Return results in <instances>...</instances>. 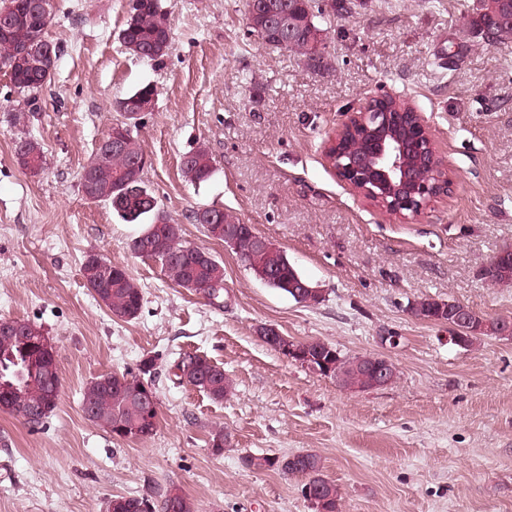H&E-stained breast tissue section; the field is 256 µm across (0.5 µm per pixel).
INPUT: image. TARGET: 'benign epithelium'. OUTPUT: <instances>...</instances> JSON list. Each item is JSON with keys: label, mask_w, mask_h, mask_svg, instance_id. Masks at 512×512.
<instances>
[{"label": "benign epithelium", "mask_w": 512, "mask_h": 512, "mask_svg": "<svg viewBox=\"0 0 512 512\" xmlns=\"http://www.w3.org/2000/svg\"><path fill=\"white\" fill-rule=\"evenodd\" d=\"M262 24L269 30L280 28V6L271 0H255V7L250 14L249 26ZM27 52L41 57L49 66H54L57 48L40 41L27 48ZM126 117L138 118L152 109L149 99H119L115 103ZM377 121L371 133L379 140L374 142L373 154L370 156L348 157V161L335 169L336 176L356 193L373 202L395 219H405L406 207L417 208L414 215H419L435 198L448 193L451 181L443 161L438 155L434 141L422 115L416 107L407 102L394 108L389 107L385 96L368 100L357 112L349 115L348 120L336 132L326 149L329 162L336 159L338 142L348 128L365 127L367 119ZM128 128L115 125L110 138L101 142L107 153H117L125 145ZM409 155L422 158L430 157L427 166L411 170L406 166ZM260 339L271 349L277 351L288 361L317 374H329L328 363L313 351V347L328 346L321 340L297 341L273 326L258 329ZM34 354L43 351L52 353L57 350L53 339L43 331L33 328L27 336ZM396 365L389 359L377 356L366 366L367 389H377L391 384Z\"/></svg>", "instance_id": "obj_1"}]
</instances>
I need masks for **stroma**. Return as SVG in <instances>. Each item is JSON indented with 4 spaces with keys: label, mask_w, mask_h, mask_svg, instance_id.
I'll use <instances>...</instances> for the list:
<instances>
[{
    "label": "stroma",
    "mask_w": 512,
    "mask_h": 512,
    "mask_svg": "<svg viewBox=\"0 0 512 512\" xmlns=\"http://www.w3.org/2000/svg\"><path fill=\"white\" fill-rule=\"evenodd\" d=\"M131 2L52 0L46 36L59 52L35 106L0 69V319L51 336L61 379L44 425L0 412V512H106L112 496L166 487L198 512H314L305 477L243 462L304 452L321 457L342 512H512V339L461 348L447 324L411 312L415 301L450 299L512 321V286L480 275L512 246V48L462 31L474 0H357L328 30L332 70L315 72L250 36L245 0H165L171 47L151 61L122 44ZM145 84L157 100L134 130L150 160L144 180L184 239L223 264L213 301L133 254L134 227L82 191L83 166L122 119L115 101ZM380 95L422 113L451 180L408 221L389 222L326 156L346 116ZM21 136L43 147L39 174L16 161ZM199 146L214 173L195 185L180 159ZM206 206L285 250L322 302L255 278L191 221ZM91 253L137 281L138 318L112 317L86 288ZM267 325L347 357L386 355L398 377L346 391L266 346L257 331ZM389 333L397 346L381 344ZM184 353L222 367L233 393L216 402L174 384L169 361ZM150 356L156 433L120 439L88 421L85 384L138 372Z\"/></svg>",
    "instance_id": "stroma-1"
}]
</instances>
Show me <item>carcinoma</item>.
<instances>
[{
    "mask_svg": "<svg viewBox=\"0 0 512 512\" xmlns=\"http://www.w3.org/2000/svg\"><path fill=\"white\" fill-rule=\"evenodd\" d=\"M502 0H476L472 13L464 17L462 29L485 35L495 46L512 47V23L500 21L499 3ZM282 29L293 30L287 50L311 70L332 69L331 56L323 50H311L308 34L328 31L331 15L316 0H285ZM6 10L14 18V25L7 35L0 37V68L6 69L13 85L22 92L33 93L48 82L53 70L32 65L24 55L26 46L45 38L52 11L33 14L29 0H3L0 12ZM168 13L161 0H136L131 7L121 40L132 55L141 57V51L151 48L157 57H164L171 45V29L164 27ZM363 146V132L347 134L339 145L340 152L350 155ZM144 155L134 134H128L124 151L107 156L96 150L83 172L90 175L97 199L111 204L112 210L128 224H143L145 231L130 243L131 251L143 256L150 252V259L159 262L166 278L175 286L191 290L205 298L218 297L224 286V266L205 247L185 241L180 225L176 224L161 207L158 198L147 187L144 173L132 172L129 161ZM191 163L181 165L185 177L193 183L209 180L213 174V158L209 151L199 146L187 153ZM24 169L44 167L45 155L39 144L17 158ZM221 224H208L200 216V210L192 212L193 223L202 227L205 235L213 240L224 241V225L240 226L232 250L252 272L272 271L266 284L294 297L291 288L307 279L291 264L285 251L266 252L256 248L254 228L242 224L231 214L219 213ZM100 256L89 254L82 264V277L86 288L109 313L121 320L131 321L138 317L143 305V292L129 271L109 260L99 263ZM485 280L491 285L512 284V250H501L487 270ZM460 303L448 300L421 299L412 310L425 318H442L452 322V311ZM472 331L467 345L491 332L486 322H494L475 311H469ZM359 357L338 356L331 360L337 383L344 389L359 388L365 384V373L355 367ZM169 373L180 383L193 386L215 401H222L232 393L233 382L224 369L201 355L183 354L169 365ZM7 375L14 388L1 391L0 404L6 413L16 415L36 427L54 413L58 406L61 379L57 355H47L36 361L27 354L24 336H9L0 341V375ZM139 376L130 372L105 373L88 381L83 389L82 409L92 423L106 429L118 438H148L158 427L159 403L149 410L137 397ZM245 465L257 469H274L285 474H302L307 477L306 486L311 489L315 512H340V495L336 485L323 475L321 458L314 453L286 457L247 456ZM166 494L151 492L139 496H115L126 503L124 512H195L194 504L181 493H176L173 510H168Z\"/></svg>",
    "mask_w": 512,
    "mask_h": 512,
    "instance_id": "1",
    "label": "carcinoma"
}]
</instances>
